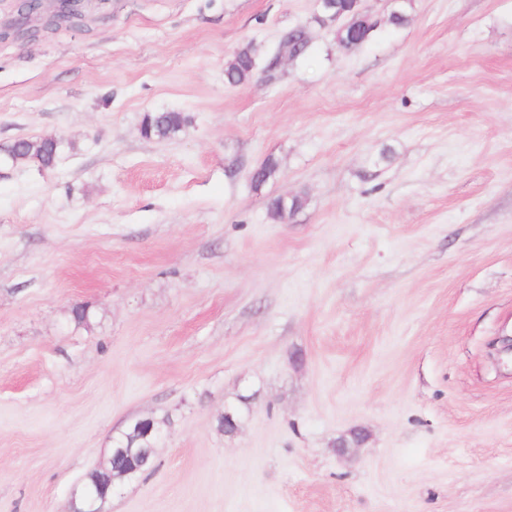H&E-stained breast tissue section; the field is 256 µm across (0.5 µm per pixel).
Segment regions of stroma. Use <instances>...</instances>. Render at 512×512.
I'll return each instance as SVG.
<instances>
[{"label": "stroma", "instance_id": "obj_1", "mask_svg": "<svg viewBox=\"0 0 512 512\" xmlns=\"http://www.w3.org/2000/svg\"><path fill=\"white\" fill-rule=\"evenodd\" d=\"M399 3L345 51L316 0L49 2L23 34L0 0V149L61 143L0 169V512H71L146 417L102 512H512V0ZM309 26L306 23H298L281 37L278 52L283 53L289 60H297L307 56L311 49L308 41ZM256 47L248 42L238 47L224 65V80L230 86H240L254 76ZM188 118L180 112H150L142 120V129L148 139H169L179 134ZM23 145L30 151L32 161L43 169L54 167L59 157L60 142L55 137L24 139ZM305 200L302 196L296 195L291 198L277 197L269 201L268 210L273 219H284L283 214L286 212V217L292 215L303 208Z\"/></svg>", "mask_w": 512, "mask_h": 512}]
</instances>
